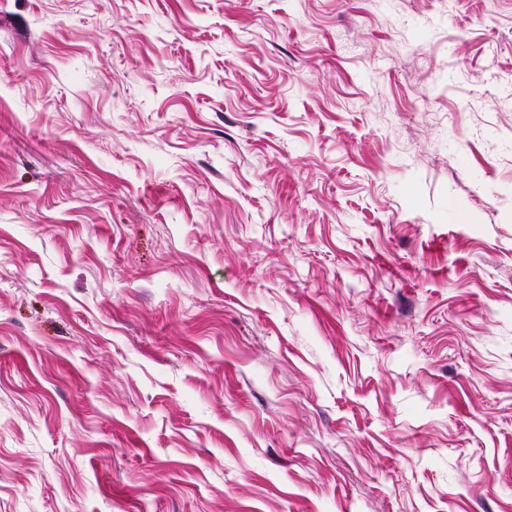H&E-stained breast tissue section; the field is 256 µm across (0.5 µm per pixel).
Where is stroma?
I'll return each instance as SVG.
<instances>
[{
	"label": "stroma",
	"instance_id": "35a3bbf8",
	"mask_svg": "<svg viewBox=\"0 0 512 512\" xmlns=\"http://www.w3.org/2000/svg\"><path fill=\"white\" fill-rule=\"evenodd\" d=\"M0 512H512V0H0Z\"/></svg>",
	"mask_w": 512,
	"mask_h": 512
}]
</instances>
